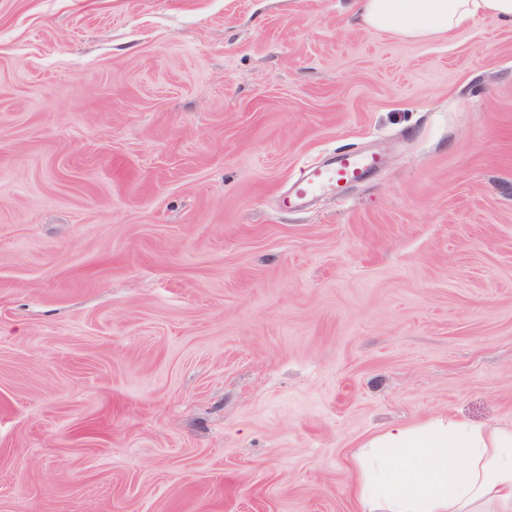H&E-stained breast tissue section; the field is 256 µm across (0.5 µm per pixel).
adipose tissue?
<instances>
[{
	"label": "adipose tissue",
	"mask_w": 512,
	"mask_h": 512,
	"mask_svg": "<svg viewBox=\"0 0 512 512\" xmlns=\"http://www.w3.org/2000/svg\"><path fill=\"white\" fill-rule=\"evenodd\" d=\"M365 27L425 41L480 16L512 22V0H354ZM360 512H512V429L439 416L394 426L352 457Z\"/></svg>",
	"instance_id": "adipose-tissue-1"
}]
</instances>
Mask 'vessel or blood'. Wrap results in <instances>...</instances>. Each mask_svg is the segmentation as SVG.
<instances>
[{
    "label": "vessel or blood",
    "instance_id": "1",
    "mask_svg": "<svg viewBox=\"0 0 512 512\" xmlns=\"http://www.w3.org/2000/svg\"><path fill=\"white\" fill-rule=\"evenodd\" d=\"M376 163V158L345 151L336 155L331 164L308 166L303 176L289 186L283 206L293 208L301 199L325 189L343 191Z\"/></svg>",
    "mask_w": 512,
    "mask_h": 512
}]
</instances>
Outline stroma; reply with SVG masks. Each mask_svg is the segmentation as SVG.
<instances>
[{"label":"stroma","instance_id":"obj_1","mask_svg":"<svg viewBox=\"0 0 512 512\" xmlns=\"http://www.w3.org/2000/svg\"><path fill=\"white\" fill-rule=\"evenodd\" d=\"M352 2L0 0V512H356L385 428H512V22ZM367 28L425 41L454 36L479 16L512 22V0H353ZM377 163L375 157L345 151L336 155L329 165H310L303 176L289 186L288 194L282 200L283 207L292 209L301 199L325 189L341 193L347 185L357 181Z\"/></svg>","mask_w":512,"mask_h":512}]
</instances>
